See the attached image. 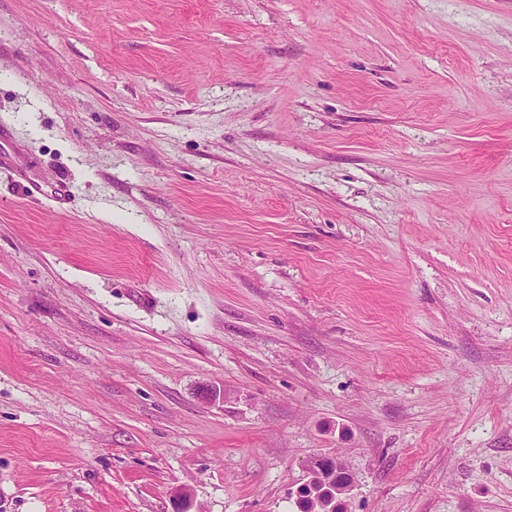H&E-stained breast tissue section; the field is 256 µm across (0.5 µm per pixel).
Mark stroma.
<instances>
[{
	"label": "stroma",
	"instance_id": "stroma-1",
	"mask_svg": "<svg viewBox=\"0 0 512 512\" xmlns=\"http://www.w3.org/2000/svg\"><path fill=\"white\" fill-rule=\"evenodd\" d=\"M0 512H512V0H0ZM308 480L301 487L298 494L307 491L312 495H317L319 488L325 485L327 478L335 477L344 473V477L336 484V497L347 495L354 487L355 481L350 470L347 469L343 461L336 454H322L313 458L308 466Z\"/></svg>",
	"mask_w": 512,
	"mask_h": 512
}]
</instances>
